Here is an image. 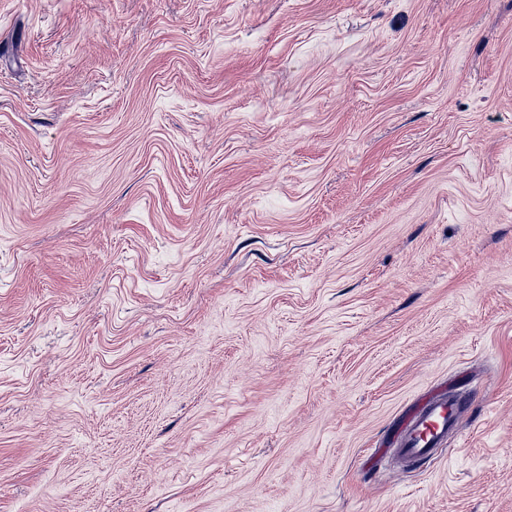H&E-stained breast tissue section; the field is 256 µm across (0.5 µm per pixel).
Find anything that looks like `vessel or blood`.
Returning a JSON list of instances; mask_svg holds the SVG:
<instances>
[{
    "instance_id": "1",
    "label": "vessel or blood",
    "mask_w": 512,
    "mask_h": 512,
    "mask_svg": "<svg viewBox=\"0 0 512 512\" xmlns=\"http://www.w3.org/2000/svg\"><path fill=\"white\" fill-rule=\"evenodd\" d=\"M464 411L457 394L445 391L432 395L401 418L383 448L408 463L428 457L456 433Z\"/></svg>"
}]
</instances>
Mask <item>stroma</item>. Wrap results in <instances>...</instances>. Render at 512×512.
<instances>
[{
    "instance_id": "1",
    "label": "stroma",
    "mask_w": 512,
    "mask_h": 512,
    "mask_svg": "<svg viewBox=\"0 0 512 512\" xmlns=\"http://www.w3.org/2000/svg\"><path fill=\"white\" fill-rule=\"evenodd\" d=\"M0 512H512V0H0ZM465 409L458 394L445 390L432 395L401 418L382 448L407 463L428 457L457 432Z\"/></svg>"
}]
</instances>
